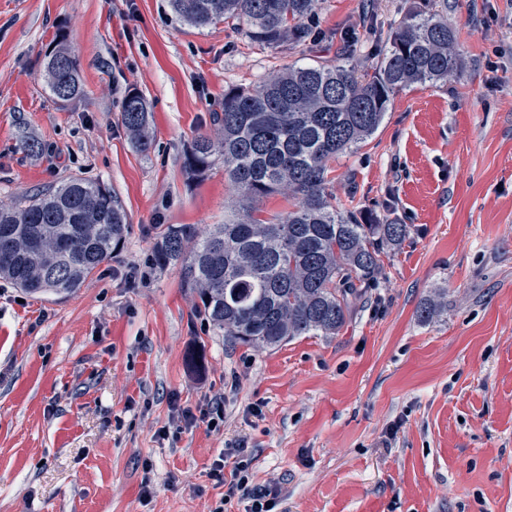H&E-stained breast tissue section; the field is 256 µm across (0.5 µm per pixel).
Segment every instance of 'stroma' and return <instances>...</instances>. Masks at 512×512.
Listing matches in <instances>:
<instances>
[{
	"label": "stroma",
	"mask_w": 512,
	"mask_h": 512,
	"mask_svg": "<svg viewBox=\"0 0 512 512\" xmlns=\"http://www.w3.org/2000/svg\"><path fill=\"white\" fill-rule=\"evenodd\" d=\"M411 4L320 0L316 42L272 50L224 23L189 27L169 0H0V201L82 177L130 222L67 297L0 280V512H246L212 476L241 443L273 512H512V0H436L458 71L395 94L372 139L331 162L337 208L409 229L339 335L228 343L179 268L147 263L162 226L240 206L223 162L183 168L225 90L339 63L367 14L349 58L368 70ZM60 33L84 85L67 103L44 73ZM132 90L147 154L121 122ZM440 290L444 308L420 320ZM217 402L219 430L178 415ZM121 120L133 145L140 152H148L152 146L149 127V112L143 96L129 92L122 103Z\"/></svg>",
	"instance_id": "1"
}]
</instances>
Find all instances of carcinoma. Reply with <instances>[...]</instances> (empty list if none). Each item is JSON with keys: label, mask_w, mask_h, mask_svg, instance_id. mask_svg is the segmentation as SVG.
Segmentation results:
<instances>
[{"label": "carcinoma", "mask_w": 512, "mask_h": 512, "mask_svg": "<svg viewBox=\"0 0 512 512\" xmlns=\"http://www.w3.org/2000/svg\"><path fill=\"white\" fill-rule=\"evenodd\" d=\"M196 28L220 21L242 27L248 43L277 49L312 39L303 20L319 0H170ZM416 0L392 27L370 72L347 62L294 64L256 84L224 92L212 115L217 136L200 133L184 157L191 177L216 158L247 203L284 191L296 199L283 218L265 221L245 210L202 233L169 224L150 265L180 266L183 285L200 300L195 311L229 340L257 350L299 336H335L354 301L382 274L381 255L407 225L369 224L360 209L339 211L329 193V162L353 153L379 128L402 89L448 79L460 51L448 20ZM53 96L82 94L80 63L65 36L46 61ZM121 120L141 152L152 146L143 96L128 93ZM128 216L106 184L73 177L59 186L0 202V278L32 294L69 295L122 243Z\"/></svg>", "instance_id": "cac0c4a2"}]
</instances>
